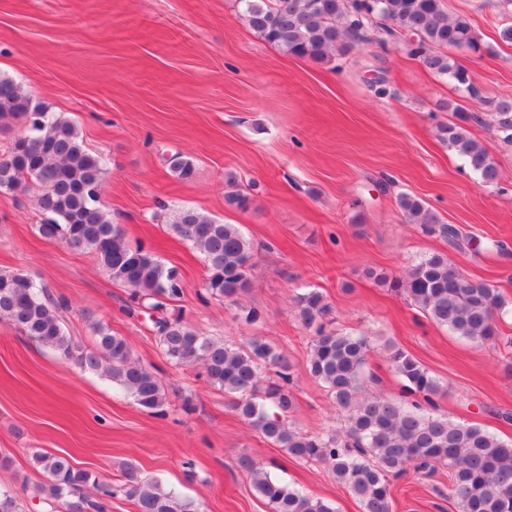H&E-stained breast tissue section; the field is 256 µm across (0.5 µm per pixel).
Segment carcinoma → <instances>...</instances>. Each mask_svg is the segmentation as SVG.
Instances as JSON below:
<instances>
[{"label":"carcinoma","instance_id":"carcinoma-1","mask_svg":"<svg viewBox=\"0 0 512 512\" xmlns=\"http://www.w3.org/2000/svg\"><path fill=\"white\" fill-rule=\"evenodd\" d=\"M237 5L245 25L265 41L290 56L318 63H330L348 47L368 41L367 31L377 26L384 33L380 43L405 45L409 56L456 84L466 97H481L466 68L448 50L481 54L484 44L466 18L448 15L442 0H237ZM489 103L490 127L504 144L512 145V96ZM448 110L453 120L439 125V140L464 159L483 184H494L497 166L471 132L473 125L484 123L482 116L464 102ZM9 119L24 121L26 130L0 154V192L35 187L36 204L48 216L38 225L39 234L74 250L91 251L112 281L128 289L129 309L158 311L152 335L164 357L177 367H203L210 385L224 391L233 410L271 444L293 459L324 466L359 501L361 512H393L391 479L410 468L430 473L440 465L448 467L450 495L460 512H512V440L437 414L441 383L390 340L383 348L392 371L404 382L407 402L361 395L365 381L376 382L364 372L372 340L330 327L331 307L316 288H303L293 297L298 320L314 332L307 369L345 412L346 425L320 434L292 426L288 413L295 397L286 357L261 336L237 346L203 335L185 319L176 308L185 291L182 275L152 252L131 245L122 227L112 223L99 203L106 163L86 147L75 124L61 113L44 111L21 85L0 76V120ZM167 162L178 178L193 176V162L182 154ZM227 185L225 203L248 209V189L232 174ZM397 205L425 234L449 242L459 238L458 229L442 223L420 199L402 194ZM167 228L203 257L209 295L229 306L238 304L250 286L255 256L240 225L183 208ZM367 275L448 332L480 346L501 342L498 318L505 298L494 285L466 276L444 254L421 258L402 279L374 269ZM60 309L31 276L0 270V320L78 368L110 378L141 408L163 410L168 398L162 381L134 359L125 338L90 316L88 328L96 336V348L84 350L66 333ZM33 460L45 476L33 487V496L64 512H107L115 494L112 480L64 456L37 453ZM242 465L269 512H336L331 503L290 487L249 459ZM89 486L96 491L94 499L85 493ZM120 490L137 512H204L202 503L141 476L132 463L125 465ZM0 512H24L8 486L0 485Z\"/></svg>","mask_w":512,"mask_h":512}]
</instances>
